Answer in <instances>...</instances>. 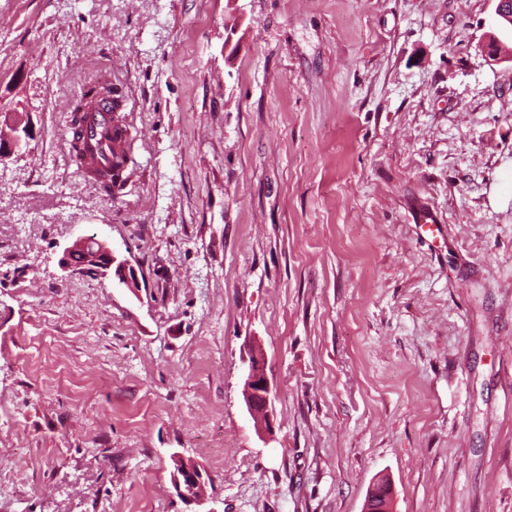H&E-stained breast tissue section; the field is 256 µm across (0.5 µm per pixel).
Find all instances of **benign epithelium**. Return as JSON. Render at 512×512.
I'll use <instances>...</instances> for the list:
<instances>
[{
    "instance_id": "7a95c632",
    "label": "benign epithelium",
    "mask_w": 512,
    "mask_h": 512,
    "mask_svg": "<svg viewBox=\"0 0 512 512\" xmlns=\"http://www.w3.org/2000/svg\"><path fill=\"white\" fill-rule=\"evenodd\" d=\"M495 16L498 32L487 33L481 44V51L488 57L499 58L503 48L501 37L512 35V0H496ZM33 137L29 119L21 113L5 116L0 122V164L15 153L27 148ZM80 252L84 256L85 270L106 277H117L130 290L137 292L140 282L127 260H120L107 242L87 236L77 237L64 247L59 258V266L72 269L71 255ZM244 400L249 415L257 430H272L271 404L274 391L265 368L262 355L252 352L243 360ZM176 472L173 473V486L176 494L185 501L204 504L206 479L199 464L178 453L173 454ZM393 491L386 478L374 482L368 490L363 512H393Z\"/></svg>"
}]
</instances>
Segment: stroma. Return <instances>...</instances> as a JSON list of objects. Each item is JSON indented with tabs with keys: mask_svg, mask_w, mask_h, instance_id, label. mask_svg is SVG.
<instances>
[{
	"mask_svg": "<svg viewBox=\"0 0 512 512\" xmlns=\"http://www.w3.org/2000/svg\"><path fill=\"white\" fill-rule=\"evenodd\" d=\"M494 0H0V512H512V62ZM119 199L63 133L102 72ZM96 235L139 292L58 265ZM262 353L271 433L243 396ZM6 115L0 122V164L15 153L26 149L33 137L32 125L27 113ZM110 149H111V158H106L107 159L106 174H103V177L109 176V179L103 181V183L106 184V186L108 187L107 191L110 193V195L116 196V198H117L120 196L121 191L123 189H125V187H126L127 178H125V171L127 170L129 164L132 162V157L130 154H128L126 163H124L120 169L115 170L116 178H115V184H113L112 183V166L119 167L121 164L115 163V159L119 156L112 145L110 146ZM112 158H113V161H112ZM176 472L173 473V486L176 494L185 501L204 504L206 479L199 464L179 453L172 456ZM393 491L387 478L378 479L368 490L363 512H393Z\"/></svg>",
	"mask_w": 512,
	"mask_h": 512,
	"instance_id": "35a3bbf8",
	"label": "stroma"
}]
</instances>
